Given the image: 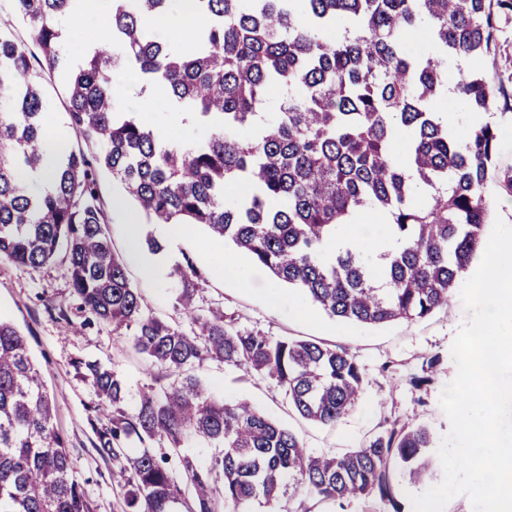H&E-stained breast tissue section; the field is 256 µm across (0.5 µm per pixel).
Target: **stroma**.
Segmentation results:
<instances>
[{
    "instance_id": "stroma-1",
    "label": "stroma",
    "mask_w": 512,
    "mask_h": 512,
    "mask_svg": "<svg viewBox=\"0 0 512 512\" xmlns=\"http://www.w3.org/2000/svg\"><path fill=\"white\" fill-rule=\"evenodd\" d=\"M107 26L105 15H75L69 20L66 50L78 59L89 41L97 39ZM479 66L495 93L493 120L499 129L495 170L487 181L486 194L493 205L490 218H502L512 224V190L502 174L512 171V20H501L496 44L484 55ZM45 101V116L53 134L67 130L65 103L67 87L54 76L39 80ZM148 122L165 139L191 142L207 135L208 130L185 113L177 111L167 97H160ZM98 191L107 202V230L112 248L122 256L127 276L137 288L145 307L155 316L174 319L178 284L172 276L176 267L193 260L206 277L205 289L197 304L202 309L218 308L234 318L238 326L262 332L274 338L320 340L345 348L354 356L363 375V398L358 407L336 424L324 426L301 418L287 396L272 381L257 375L247 376L233 367L206 363L196 373L211 391L224 399H245L253 403L281 426L294 432L312 455L342 454L367 444L394 427L421 426L432 437L428 450L431 474L426 482L410 484L399 467L390 469V498L379 493L343 503H319L313 500L281 501L271 505L264 498L253 500L248 512H412L409 494H420L438 484L443 477L437 455L449 421L439 398L443 388L456 375L451 345L468 315L460 295H453L447 308L412 321L395 320L380 325L337 324L304 295L285 286H275L269 271L239 258L238 268L225 269L214 264L211 256L224 245L212 241L203 227H195L188 236L165 237L159 225H148V232L162 239L161 254H150L144 247L130 248L123 226L138 218L133 204L124 209L111 208L121 195L110 174L98 176ZM157 266L156 274H147V266ZM67 309L73 321L83 315L70 296L67 263L64 256L38 268L21 266L0 259V317L12 322L24 335L29 353L36 363L54 404L53 423L65 438L75 463L76 476L85 482L91 512H124L123 497L112 477L111 461L95 451V436L88 423L87 405L93 392L77 377L73 363L78 359L98 360L109 366L127 385L131 401H138L150 383L166 384L159 368L132 348L128 332H113L111 327L92 323L82 335L67 332L58 317ZM436 367H429L431 357ZM427 377L423 386L413 378Z\"/></svg>"
}]
</instances>
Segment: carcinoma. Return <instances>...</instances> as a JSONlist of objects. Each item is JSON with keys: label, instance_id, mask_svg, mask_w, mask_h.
Masks as SVG:
<instances>
[{"label": "carcinoma", "instance_id": "cac0c4a2", "mask_svg": "<svg viewBox=\"0 0 512 512\" xmlns=\"http://www.w3.org/2000/svg\"><path fill=\"white\" fill-rule=\"evenodd\" d=\"M194 2L204 24L191 54L157 35L173 0H110L111 41L74 64L63 23L82 0H14L31 44L0 30V259L39 267L64 250L78 309L114 331L134 329V349L169 373L130 412L111 368L76 362L95 396V448L112 460L128 512H177L183 503L190 512H245L253 499L285 494L287 479L318 502L386 496L392 463L413 482L427 476L429 432L393 428L341 456H312L251 404L214 399L195 374L207 362L276 382L302 417L331 425L359 401L362 372L341 347L274 339L221 311L201 312L195 297L206 279L191 260L175 271L190 328L148 312L112 249L95 166L147 223L204 226L332 318H424L448 305L482 246L498 140L488 120L457 141L436 102L448 92V59L488 53L512 0ZM416 28L429 40L421 52L407 47ZM38 67L66 83L69 128L101 153L92 162L81 150L59 151L49 184L33 194L20 173L39 170L60 144L46 129ZM121 68L168 85L209 135L164 142L116 108L112 73ZM272 84L282 97L268 112ZM453 92L469 112L495 104L471 66ZM240 184L247 192L228 198ZM366 210L388 216L396 242L377 270L354 248L328 250L337 229ZM53 412L24 336L0 319V512H90ZM191 436L215 448L207 465L181 455ZM132 442L141 445L134 457L124 450Z\"/></svg>", "mask_w": 512, "mask_h": 512}]
</instances>
